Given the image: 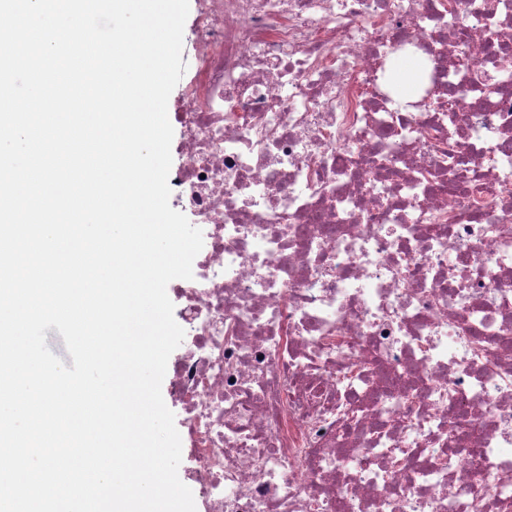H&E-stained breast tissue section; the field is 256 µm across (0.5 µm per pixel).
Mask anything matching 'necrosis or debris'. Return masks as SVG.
<instances>
[{
  "mask_svg": "<svg viewBox=\"0 0 512 512\" xmlns=\"http://www.w3.org/2000/svg\"><path fill=\"white\" fill-rule=\"evenodd\" d=\"M191 36L196 512H512V0H195ZM423 66L422 62L411 55H398L395 57L393 66L391 67L392 76L394 81L400 84L404 92H407L410 87L413 72L419 67Z\"/></svg>",
  "mask_w": 512,
  "mask_h": 512,
  "instance_id": "obj_1",
  "label": "necrosis or debris"
}]
</instances>
